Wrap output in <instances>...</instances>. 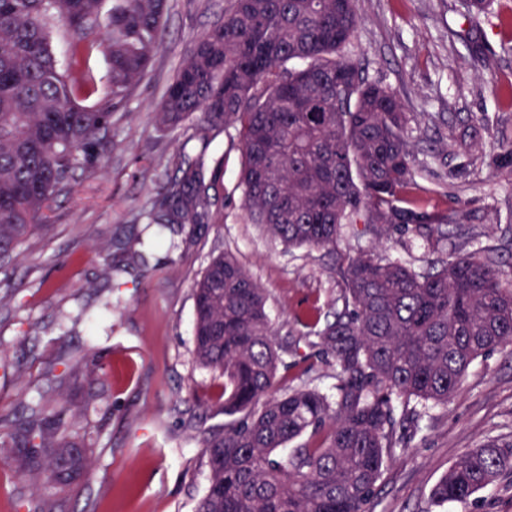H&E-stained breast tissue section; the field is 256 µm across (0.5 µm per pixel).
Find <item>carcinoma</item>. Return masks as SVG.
I'll return each mask as SVG.
<instances>
[{"label":"carcinoma","mask_w":512,"mask_h":512,"mask_svg":"<svg viewBox=\"0 0 512 512\" xmlns=\"http://www.w3.org/2000/svg\"><path fill=\"white\" fill-rule=\"evenodd\" d=\"M491 2L462 0L471 29ZM167 10L166 0H0V257L42 223L76 166L96 162L112 113L162 48ZM56 23L78 38L64 69ZM358 24L355 0H230L159 103L164 127L239 130L248 219L290 247L336 255L340 291L327 312L312 305L296 318L335 373L329 396L304 380L280 386L281 354L294 343L276 340L264 289L234 256L213 258L196 280L195 356L219 388L197 405L231 416L201 439L208 484L196 512H368L386 460L418 431L416 405L453 400L474 360L512 346V267L497 246L448 251V229L464 228L452 186L439 183L446 209L411 198L429 163L414 153L398 94L347 56ZM94 47L109 63L101 92L78 68ZM429 156L442 165L469 156V144L442 138ZM485 161L512 178V125L497 127ZM223 198L221 168L187 159L146 227L159 238L171 224H221ZM349 224L356 237L412 234L430 270L351 252ZM44 407L9 438L19 473L44 476L46 504L80 477L86 456ZM510 471L512 435L466 451L432 497L466 505Z\"/></svg>","instance_id":"obj_1"}]
</instances>
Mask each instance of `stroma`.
Returning a JSON list of instances; mask_svg holds the SVG:
<instances>
[{
  "label": "stroma",
  "instance_id": "35a3bbf8",
  "mask_svg": "<svg viewBox=\"0 0 512 512\" xmlns=\"http://www.w3.org/2000/svg\"><path fill=\"white\" fill-rule=\"evenodd\" d=\"M228 0H169L165 44L112 118L109 146L53 195L44 226L11 260L0 261V512L18 495L39 497L41 482L20 478L2 443L39 397L69 409L64 428L87 446V471L54 498L53 512H194L208 483L199 431L221 427L218 410L196 395L213 390L195 358L192 286L211 259L233 253L265 289L280 342L313 301L336 296L334 260L289 247L247 220L240 175L244 156L235 128L189 138L163 128L162 96L193 40ZM360 19L349 47L370 79L397 91L414 116L429 113L434 138L479 127L455 192L467 225L483 244H500L489 226L512 214V181L482 162L490 143L483 117L512 123V99L493 94L512 81V0H495L480 31L470 32L460 0H356ZM222 167L224 221L186 224L162 243L144 233L148 209L182 157ZM512 434V350L478 358L457 398L432 405L410 448L383 468L369 512H512V478L475 494L468 505H440L431 492L468 449Z\"/></svg>",
  "mask_w": 512,
  "mask_h": 512
}]
</instances>
